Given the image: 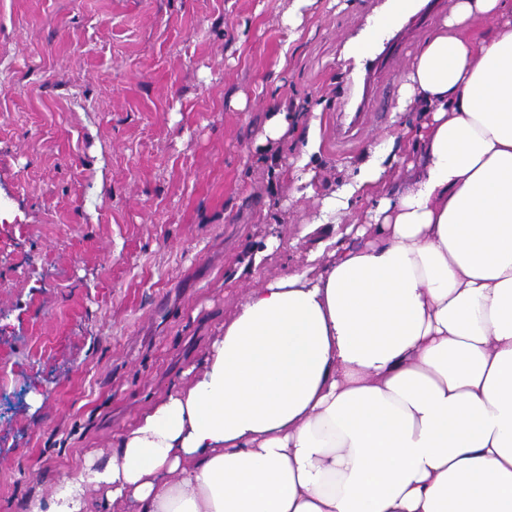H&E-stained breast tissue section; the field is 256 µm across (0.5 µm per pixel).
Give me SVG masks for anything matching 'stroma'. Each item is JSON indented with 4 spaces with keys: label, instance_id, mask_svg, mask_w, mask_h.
<instances>
[{
    "label": "stroma",
    "instance_id": "35a3bbf8",
    "mask_svg": "<svg viewBox=\"0 0 512 512\" xmlns=\"http://www.w3.org/2000/svg\"><path fill=\"white\" fill-rule=\"evenodd\" d=\"M416 2L374 86L385 128L338 150L329 76L366 0H313L293 42L290 0H0V512L110 456L258 280L306 268L324 196L419 116L401 84L448 11Z\"/></svg>",
    "mask_w": 512,
    "mask_h": 512
}]
</instances>
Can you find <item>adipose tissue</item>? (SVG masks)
Returning <instances> with one entry per match:
<instances>
[{
  "instance_id": "adipose-tissue-1",
  "label": "adipose tissue",
  "mask_w": 512,
  "mask_h": 512,
  "mask_svg": "<svg viewBox=\"0 0 512 512\" xmlns=\"http://www.w3.org/2000/svg\"><path fill=\"white\" fill-rule=\"evenodd\" d=\"M495 25L491 39L473 33ZM404 94L429 119L411 180L390 139L325 201L317 275L263 279L202 372L107 461L29 512H512V11L454 0ZM377 228L346 227L355 194Z\"/></svg>"
}]
</instances>
